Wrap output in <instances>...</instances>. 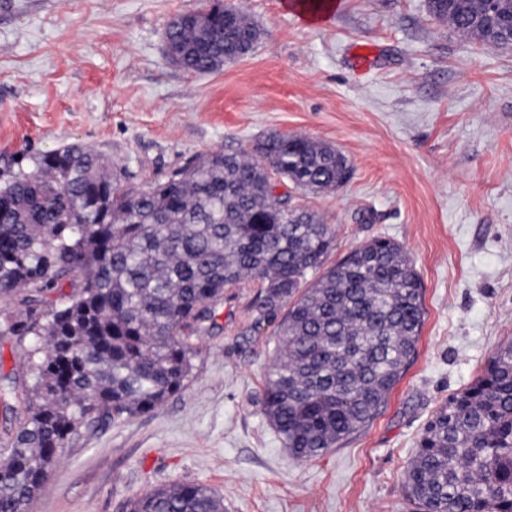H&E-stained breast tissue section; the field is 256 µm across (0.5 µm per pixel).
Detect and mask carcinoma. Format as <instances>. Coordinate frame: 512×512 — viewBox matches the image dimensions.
Listing matches in <instances>:
<instances>
[{"mask_svg":"<svg viewBox=\"0 0 512 512\" xmlns=\"http://www.w3.org/2000/svg\"><path fill=\"white\" fill-rule=\"evenodd\" d=\"M497 8L492 23L484 0H429L433 18L507 47L488 26L512 25V0ZM260 36L224 0H211L206 23L183 14L164 32L195 74ZM255 151L214 150L145 186L122 184L110 157L77 144L0 172V297L19 296L0 305V338L42 354L30 382L0 377V512H29L63 448L181 390L196 353L188 337L246 282L258 288L252 311L278 321L264 414L292 457L324 455L387 402L425 319L409 256L376 238L322 269L335 228L276 194L269 171L320 194L347 181V161L298 134L271 133ZM405 494L416 512H512L511 345L431 419ZM130 512H224V500L182 483L143 493Z\"/></svg>","mask_w":512,"mask_h":512,"instance_id":"obj_1","label":"carcinoma"}]
</instances>
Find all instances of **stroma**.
Returning a JSON list of instances; mask_svg holds the SVG:
<instances>
[{
  "mask_svg": "<svg viewBox=\"0 0 512 512\" xmlns=\"http://www.w3.org/2000/svg\"><path fill=\"white\" fill-rule=\"evenodd\" d=\"M232 2L261 37L198 75L163 35L207 0H0V171L81 144L146 184L271 132L325 142L348 182L280 190L335 225L327 264L378 237L404 247L424 288L416 352L368 426L297 460L263 413L277 324L255 322L252 285L227 290L184 387L65 448L30 512H129L189 482L224 512H412L403 482L427 422L512 345V48L461 36L428 0H336L314 26L284 0ZM360 44L375 49L363 72Z\"/></svg>",
  "mask_w": 512,
  "mask_h": 512,
  "instance_id": "obj_1",
  "label": "stroma"
}]
</instances>
